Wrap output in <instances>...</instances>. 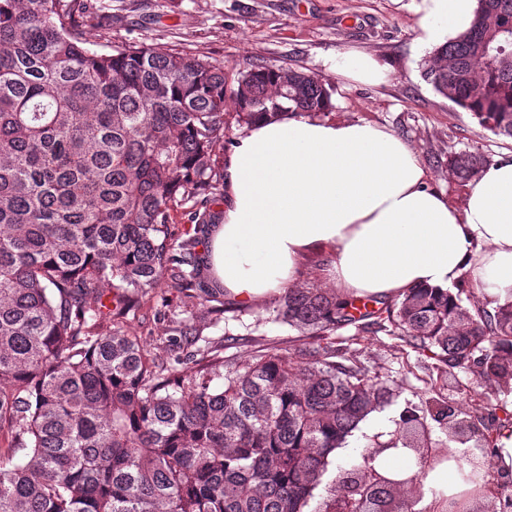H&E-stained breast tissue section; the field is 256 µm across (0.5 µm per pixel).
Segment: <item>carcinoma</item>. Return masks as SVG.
<instances>
[{
  "mask_svg": "<svg viewBox=\"0 0 512 512\" xmlns=\"http://www.w3.org/2000/svg\"><path fill=\"white\" fill-rule=\"evenodd\" d=\"M105 22L102 0H0V512H307L331 453L392 402L352 347L379 333L433 360L422 402L361 467L338 471L324 512H415L369 462L416 450L429 419L450 428L490 411L482 397L448 404L440 382L467 366L512 383V293L470 307L460 280L348 304L296 286L272 306L303 337L293 349L259 343L243 359L226 354L232 334L214 341L186 324L185 344L153 357L126 316L163 279L184 307L224 312V287L204 272L227 100L249 126L325 112L331 94L290 68L253 66L230 85L224 65L193 54L92 51ZM421 75L512 139V0H477L470 28ZM487 165L477 151L448 156L466 185ZM489 485L512 512V481Z\"/></svg>",
  "mask_w": 512,
  "mask_h": 512,
  "instance_id": "1",
  "label": "carcinoma"
}]
</instances>
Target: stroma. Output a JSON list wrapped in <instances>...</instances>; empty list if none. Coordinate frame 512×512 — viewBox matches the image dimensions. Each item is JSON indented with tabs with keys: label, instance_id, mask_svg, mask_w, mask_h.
Segmentation results:
<instances>
[{
	"label": "stroma",
	"instance_id": "1",
	"mask_svg": "<svg viewBox=\"0 0 512 512\" xmlns=\"http://www.w3.org/2000/svg\"><path fill=\"white\" fill-rule=\"evenodd\" d=\"M424 23L423 0H112L111 27L94 33L90 42L95 51L143 43L192 53L224 64L231 79L256 64L315 73L331 92L327 119L370 122L398 135L417 153L429 188L458 206L467 189L449 177V155L476 150L495 161L512 156V139L482 129L469 112L423 80L422 64L434 49L424 39ZM349 50L375 57L388 73L387 82L363 85L337 75L330 60ZM249 309L239 322L228 312L183 309L178 289L166 281L127 324L160 359L169 357L170 340L186 321L215 339L251 326L250 338L236 347L243 357L260 338L281 349L296 345L295 330L270 320L267 300ZM358 347L395 394L380 411L389 426L364 424L349 437L353 453L329 465L310 501L311 512H322L338 469L361 464L365 448L388 442L405 403L418 401L424 391L419 353L400 354L394 339L383 334L361 337Z\"/></svg>",
	"mask_w": 512,
	"mask_h": 512
}]
</instances>
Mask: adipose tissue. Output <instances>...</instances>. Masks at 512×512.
I'll use <instances>...</instances> for the list:
<instances>
[{
  "instance_id": "adipose-tissue-1",
  "label": "adipose tissue",
  "mask_w": 512,
  "mask_h": 512,
  "mask_svg": "<svg viewBox=\"0 0 512 512\" xmlns=\"http://www.w3.org/2000/svg\"><path fill=\"white\" fill-rule=\"evenodd\" d=\"M426 40L466 31L476 0H424ZM350 80L378 84L370 56L340 53ZM224 208L209 243L226 296L249 304L295 285L316 253L344 298L399 297L459 277L487 297L512 290V158L487 167L463 208L426 186L415 151L381 127L283 116L249 126L224 165ZM462 448L443 453L420 484L432 512H473L483 490Z\"/></svg>"
}]
</instances>
